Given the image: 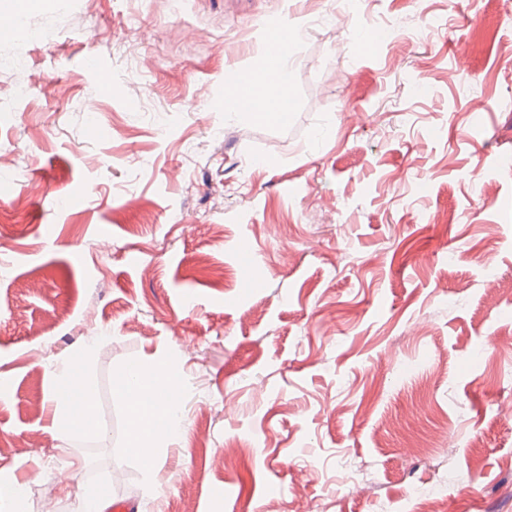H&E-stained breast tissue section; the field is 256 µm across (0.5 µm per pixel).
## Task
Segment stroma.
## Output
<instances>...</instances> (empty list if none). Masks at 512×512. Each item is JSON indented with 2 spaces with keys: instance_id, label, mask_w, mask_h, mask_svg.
I'll return each instance as SVG.
<instances>
[{
  "instance_id": "stroma-1",
  "label": "stroma",
  "mask_w": 512,
  "mask_h": 512,
  "mask_svg": "<svg viewBox=\"0 0 512 512\" xmlns=\"http://www.w3.org/2000/svg\"><path fill=\"white\" fill-rule=\"evenodd\" d=\"M272 11L291 98L259 124L218 101L273 63ZM92 341L74 439L49 378ZM161 346L184 430L156 497L113 387ZM104 484L138 512H512V0H43L0 32V512ZM224 86L230 93L227 99L222 97L221 104L226 107H233L236 101H245L248 99L247 88L241 75L234 69H227L224 73Z\"/></svg>"
}]
</instances>
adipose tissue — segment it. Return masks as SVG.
I'll return each mask as SVG.
<instances>
[{"mask_svg": "<svg viewBox=\"0 0 512 512\" xmlns=\"http://www.w3.org/2000/svg\"><path fill=\"white\" fill-rule=\"evenodd\" d=\"M287 61V53L278 54V81L251 82V102L247 105H238L237 114L258 120L271 117L285 118L290 94L286 78ZM93 350V345H86L82 355L57 361L51 372L53 426L60 434H93L99 429L92 387L82 370L85 355L91 354ZM130 380L149 393L162 386H172L174 376L167 367L164 351H157L143 363L121 371L114 389L117 399H124V386ZM128 413V447L151 449L160 443L169 446L177 443L183 433L180 421L173 418L174 408L171 405L159 406L154 401L146 399L129 404Z\"/></svg>", "mask_w": 512, "mask_h": 512, "instance_id": "ef3b65f1", "label": "adipose tissue"}]
</instances>
